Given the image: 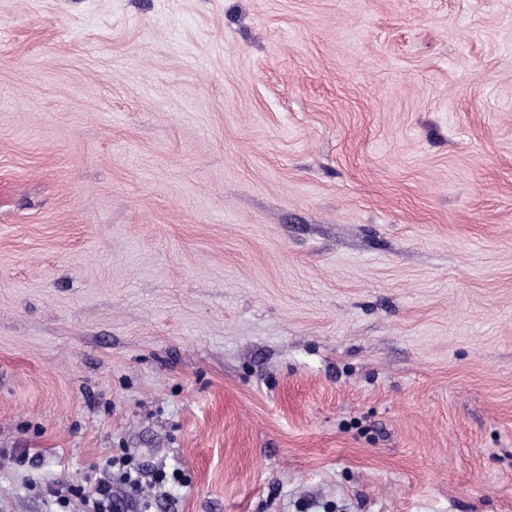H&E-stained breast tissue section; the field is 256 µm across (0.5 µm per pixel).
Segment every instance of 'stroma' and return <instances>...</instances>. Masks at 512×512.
Returning <instances> with one entry per match:
<instances>
[{
	"label": "stroma",
	"mask_w": 512,
	"mask_h": 512,
	"mask_svg": "<svg viewBox=\"0 0 512 512\" xmlns=\"http://www.w3.org/2000/svg\"><path fill=\"white\" fill-rule=\"evenodd\" d=\"M126 455L512 512V0H0V512Z\"/></svg>",
	"instance_id": "stroma-1"
}]
</instances>
